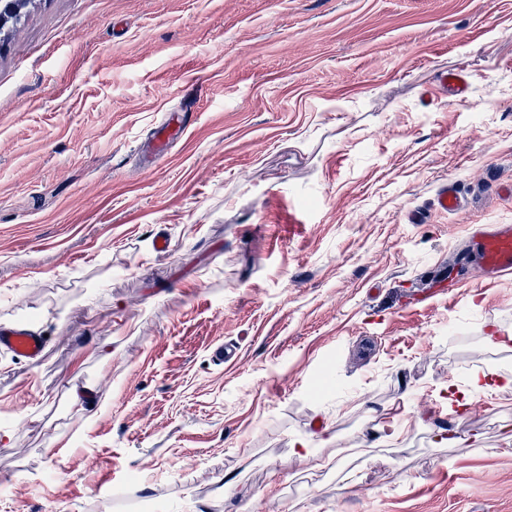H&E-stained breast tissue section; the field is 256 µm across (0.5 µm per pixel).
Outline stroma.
I'll use <instances>...</instances> for the list:
<instances>
[{
  "label": "stroma",
  "mask_w": 512,
  "mask_h": 512,
  "mask_svg": "<svg viewBox=\"0 0 512 512\" xmlns=\"http://www.w3.org/2000/svg\"><path fill=\"white\" fill-rule=\"evenodd\" d=\"M510 183L512 0H33L0 327L48 350L0 353V512H512V274L435 285ZM186 128L187 125L178 115L167 113L155 127L151 140L144 150L147 162L153 163L163 158L168 153L173 138L183 134ZM47 348V341L37 331L15 326L0 329V351L28 361L39 362Z\"/></svg>",
  "instance_id": "35a3bbf8"
}]
</instances>
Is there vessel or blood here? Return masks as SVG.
<instances>
[{
    "label": "vessel or blood",
    "instance_id": "b4317fda",
    "mask_svg": "<svg viewBox=\"0 0 512 512\" xmlns=\"http://www.w3.org/2000/svg\"><path fill=\"white\" fill-rule=\"evenodd\" d=\"M186 125L178 115L169 113L157 124L144 151L148 162L163 158L173 138L184 133ZM471 250L456 254L455 266H474L486 277L512 272V225L484 224L471 234ZM47 348L37 331L20 326L0 329V351L30 362L42 359Z\"/></svg>",
    "mask_w": 512,
    "mask_h": 512
}]
</instances>
